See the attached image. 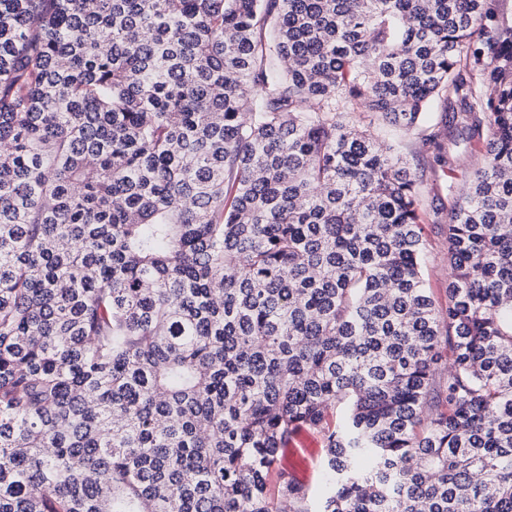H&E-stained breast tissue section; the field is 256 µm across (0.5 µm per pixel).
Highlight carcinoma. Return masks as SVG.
I'll return each instance as SVG.
<instances>
[{"label":"carcinoma","instance_id":"obj_1","mask_svg":"<svg viewBox=\"0 0 512 512\" xmlns=\"http://www.w3.org/2000/svg\"><path fill=\"white\" fill-rule=\"evenodd\" d=\"M250 90V96L243 95ZM486 127L422 271L399 141ZM492 0H0V512H512ZM313 437L319 442L320 446L319 451L316 454L314 459H309V467H310V478L308 483L301 484L304 489L307 490L309 497L311 500L316 503L322 496L323 493V468H322V460L324 455V441L322 435L313 431L311 429H307Z\"/></svg>","mask_w":512,"mask_h":512}]
</instances>
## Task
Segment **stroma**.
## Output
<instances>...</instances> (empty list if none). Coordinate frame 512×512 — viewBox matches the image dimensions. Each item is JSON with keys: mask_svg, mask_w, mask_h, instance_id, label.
<instances>
[{"mask_svg": "<svg viewBox=\"0 0 512 512\" xmlns=\"http://www.w3.org/2000/svg\"><path fill=\"white\" fill-rule=\"evenodd\" d=\"M422 126L439 132L446 150L453 152L452 165H441L434 148L422 145L415 134L401 137L400 145L417 179L419 213L425 227V260L423 274L437 306L448 304V211L452 193L464 183L477 157L471 148L476 141L467 130L449 124L446 105L433 100L427 108Z\"/></svg>", "mask_w": 512, "mask_h": 512, "instance_id": "obj_1", "label": "stroma"}]
</instances>
